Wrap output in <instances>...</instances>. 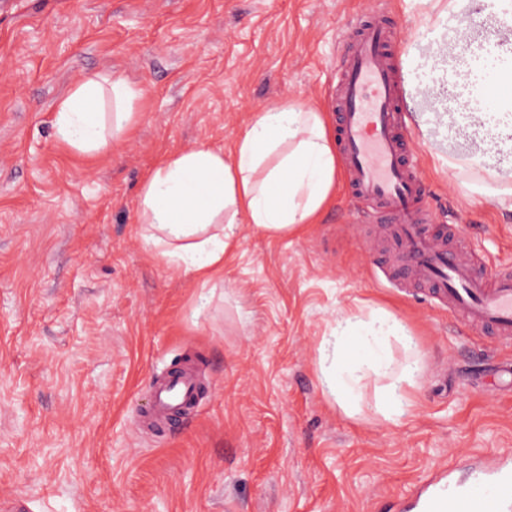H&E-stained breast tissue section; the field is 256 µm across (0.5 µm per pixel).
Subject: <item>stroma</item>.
<instances>
[{
	"label": "stroma",
	"mask_w": 512,
	"mask_h": 512,
	"mask_svg": "<svg viewBox=\"0 0 512 512\" xmlns=\"http://www.w3.org/2000/svg\"><path fill=\"white\" fill-rule=\"evenodd\" d=\"M393 22L392 51L441 223L512 268V211L461 110L428 122L432 51L454 60L427 0H0V503L28 512H398L429 474L512 449V341L476 333L381 266L339 177L320 223L247 231L201 286L162 263L136 222L158 159L229 145L254 110L295 97L332 112L357 20ZM142 91L130 130L97 154L55 135L86 77ZM463 156L450 171L442 157ZM381 307L420 351L414 406L393 424L348 414L318 380V347L344 313ZM198 365L214 389L179 424H147L161 372Z\"/></svg>",
	"instance_id": "obj_1"
}]
</instances>
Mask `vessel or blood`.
I'll use <instances>...</instances> for the list:
<instances>
[{
    "mask_svg": "<svg viewBox=\"0 0 512 512\" xmlns=\"http://www.w3.org/2000/svg\"><path fill=\"white\" fill-rule=\"evenodd\" d=\"M391 31L377 13L360 18L336 84V139L349 194L373 223L390 228L391 268L409 287L429 290L463 325L512 337V269L486 276L483 265L455 247V227L437 225L425 186L410 159L411 135L402 111V82L391 54ZM192 368L158 378L150 417L171 421L196 398ZM406 512H512V453L503 452L464 476L452 471L426 480Z\"/></svg>",
    "mask_w": 512,
    "mask_h": 512,
    "instance_id": "obj_1",
    "label": "vessel or blood"
}]
</instances>
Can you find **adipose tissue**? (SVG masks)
<instances>
[{"label": "adipose tissue", "mask_w": 512, "mask_h": 512, "mask_svg": "<svg viewBox=\"0 0 512 512\" xmlns=\"http://www.w3.org/2000/svg\"><path fill=\"white\" fill-rule=\"evenodd\" d=\"M140 97L124 78H86L59 103L56 136L74 151H101L129 130ZM336 179L326 112L287 99L253 115L229 147L201 143L164 155L142 184L136 221L157 257L205 286L223 271L243 228L286 237L318 223ZM395 343L403 361L392 356ZM318 368L325 388L352 414L360 411V381L377 380L374 410L396 421L412 406L418 350L391 312L347 313L323 337Z\"/></svg>", "instance_id": "1"}]
</instances>
